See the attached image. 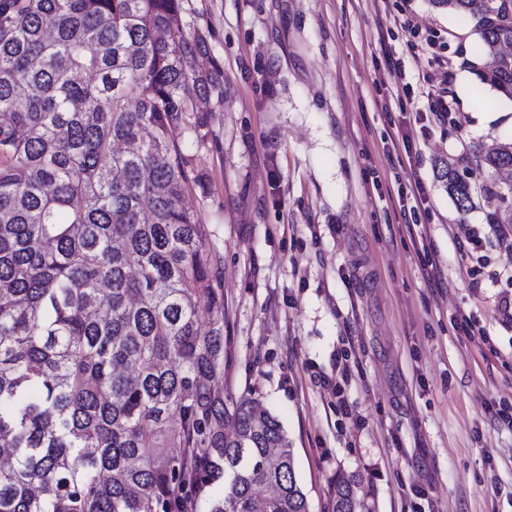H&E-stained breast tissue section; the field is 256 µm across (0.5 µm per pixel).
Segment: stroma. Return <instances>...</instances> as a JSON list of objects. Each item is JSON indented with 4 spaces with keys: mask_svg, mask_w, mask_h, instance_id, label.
I'll list each match as a JSON object with an SVG mask.
<instances>
[{
    "mask_svg": "<svg viewBox=\"0 0 512 512\" xmlns=\"http://www.w3.org/2000/svg\"><path fill=\"white\" fill-rule=\"evenodd\" d=\"M184 8L221 71L200 102L208 140L175 134L205 177L187 202L222 271L225 394L280 419L310 512H331L340 475L363 512H512V429L495 418L512 408V251L434 177L439 157L512 139L478 123L512 102L465 68L471 22L428 0Z\"/></svg>",
    "mask_w": 512,
    "mask_h": 512,
    "instance_id": "35a3bbf8",
    "label": "stroma"
}]
</instances>
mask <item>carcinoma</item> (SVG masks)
Masks as SVG:
<instances>
[{"label": "carcinoma", "mask_w": 512, "mask_h": 512, "mask_svg": "<svg viewBox=\"0 0 512 512\" xmlns=\"http://www.w3.org/2000/svg\"><path fill=\"white\" fill-rule=\"evenodd\" d=\"M183 0H0V512H309L291 442L224 395V285L186 148L219 87ZM474 23L480 83L512 101V0H429ZM512 142L436 177L458 212L512 224ZM212 314L201 331L198 312ZM332 512H361L336 481Z\"/></svg>", "instance_id": "cac0c4a2"}]
</instances>
